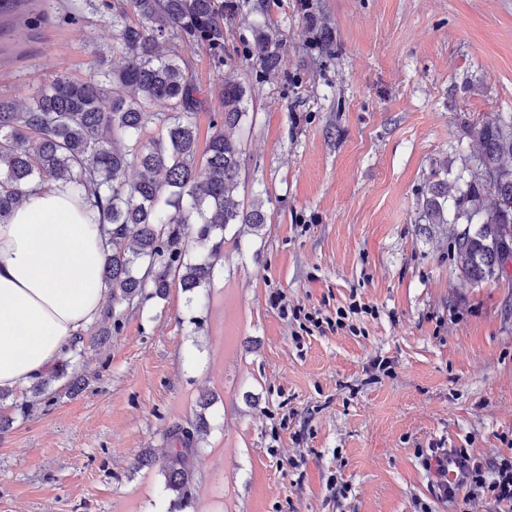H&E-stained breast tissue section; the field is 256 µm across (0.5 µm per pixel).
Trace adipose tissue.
Segmentation results:
<instances>
[{"mask_svg":"<svg viewBox=\"0 0 512 512\" xmlns=\"http://www.w3.org/2000/svg\"><path fill=\"white\" fill-rule=\"evenodd\" d=\"M97 213L69 188L38 189L0 223V389L57 366L107 289Z\"/></svg>","mask_w":512,"mask_h":512,"instance_id":"ef3b65f1","label":"adipose tissue"}]
</instances>
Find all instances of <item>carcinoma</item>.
Returning <instances> with one entry per match:
<instances>
[{
	"mask_svg": "<svg viewBox=\"0 0 512 512\" xmlns=\"http://www.w3.org/2000/svg\"><path fill=\"white\" fill-rule=\"evenodd\" d=\"M128 7L137 22L127 21L125 10L112 12L110 0H84L67 17L77 24L86 10L110 16L123 65L87 79L56 73L26 104L0 99V221L32 184L65 185L102 217L109 245L102 275L112 307L103 314L100 346L121 330L117 307L164 300L173 288L192 293L209 286L228 226L245 224L257 232L268 220L261 199L247 205L233 199L243 151L226 130L238 127L248 112L245 87L230 77L218 84L220 113L198 153L201 101L179 48L203 44L215 57L224 56V0H129ZM284 52L276 31L257 30L261 71L279 70ZM158 103L166 111H155ZM471 132L481 145L475 169L462 163L452 186L432 173L421 220L434 228L448 223L453 201V223L464 228L451 234L452 261L460 277L478 286L502 278L503 261L512 260V166L504 163L512 157V114L478 123ZM81 356L77 343L19 395L1 389L0 403L9 399L13 414L28 416L38 402L53 401L56 380L67 377L68 389H78L81 378L69 369ZM208 429L201 415L188 428L176 425L162 458L146 454L138 461L141 468H159L179 504L188 500L197 443Z\"/></svg>",
	"mask_w": 512,
	"mask_h": 512,
	"instance_id": "obj_1",
	"label": "carcinoma"
}]
</instances>
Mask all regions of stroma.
<instances>
[{"label":"stroma","mask_w":512,"mask_h":512,"mask_svg":"<svg viewBox=\"0 0 512 512\" xmlns=\"http://www.w3.org/2000/svg\"><path fill=\"white\" fill-rule=\"evenodd\" d=\"M224 63L184 51L211 134L217 84L248 90L240 197L261 231L226 232L210 287L121 306L123 328L75 366L79 394L0 433V512H452L419 449L491 457L512 435V280L475 287L426 230L422 190L481 151L470 130L512 113V0H232ZM279 28V71L260 73L255 26ZM332 41L319 48L320 26ZM106 18L37 27L0 20V98L51 73L119 66ZM335 311L375 307L358 334L295 343L270 297ZM388 361L373 375V359ZM212 395L203 405V395ZM205 413L191 498L176 507L158 469L167 433ZM345 484L332 497L329 478Z\"/></svg>","instance_id":"35a3bbf8"}]
</instances>
